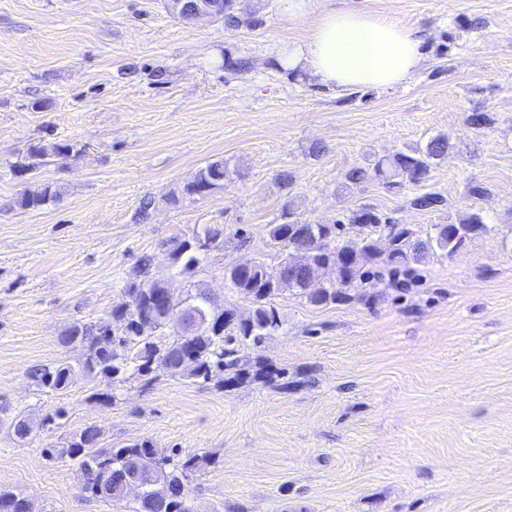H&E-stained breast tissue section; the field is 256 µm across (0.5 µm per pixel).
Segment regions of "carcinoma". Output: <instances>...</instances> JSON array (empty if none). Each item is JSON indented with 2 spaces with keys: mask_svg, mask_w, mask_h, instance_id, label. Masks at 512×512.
Instances as JSON below:
<instances>
[{
  "mask_svg": "<svg viewBox=\"0 0 512 512\" xmlns=\"http://www.w3.org/2000/svg\"><path fill=\"white\" fill-rule=\"evenodd\" d=\"M224 29L238 31L262 24L251 11H242L237 0H224V15L220 17ZM70 150L67 144L39 147L32 151L30 166L37 168L40 159L53 153L61 155ZM448 153V140L437 135L422 147L397 151L378 158L370 168H353L346 179L358 184L367 179L376 180L388 189L401 186V180L418 185L426 180L434 161ZM233 174L226 161L216 159L201 167L194 180L169 202L179 204L184 198L204 197L224 187ZM60 197V191L50 185L24 192L17 200L22 209H39ZM282 222L268 227L271 242L282 251L279 266L293 267L299 276L311 274L320 265L335 267L336 281L322 288H307L296 282L284 285L272 276V271L254 263L249 271L231 266L225 277L231 286L246 297L252 310L237 318L224 311L215 300L197 294L194 316L189 318L188 334H179L172 342L160 346L154 340L161 330L158 313L161 302L175 307L181 304L175 289L148 280L149 264L141 261L132 270L124 288L128 302L112 310V323L120 324V335H108L112 323L72 324L61 340L79 336L84 350L80 372L86 378L104 376L112 380L131 373L144 385H151L162 373L185 374L194 380L208 381L216 374L227 375L229 381H239L246 372L240 368V346L262 342L265 336L282 327V320L274 300L285 291L304 298L312 306H326L347 298V290L358 288L369 279L382 284L400 281L413 275L419 265L433 253L452 254L461 250L472 238L488 234L492 227L481 215L473 213L457 224H436L429 230L390 225L393 246L381 257L374 235L381 228L382 218L368 210L353 212L350 221L360 227L354 237H341L336 224H305L298 220L289 205H284ZM224 241V229L206 225L200 231L171 241V255L188 274L199 268L206 250ZM376 263L379 269L370 272L366 265ZM74 375L73 367L61 363L52 368H36L34 380L51 390L68 387ZM99 431L89 426L76 436L68 447L47 449L48 456L66 455L79 460L84 473V490L96 497L120 499L129 482L141 487L138 512H191L185 506L191 493V481L202 470L204 458L187 455L174 459L163 456L154 459L152 467L142 470L141 459L153 456L146 443H134L116 450L97 447ZM0 512H28L27 502L9 491L0 490Z\"/></svg>",
  "mask_w": 512,
  "mask_h": 512,
  "instance_id": "obj_1",
  "label": "carcinoma"
}]
</instances>
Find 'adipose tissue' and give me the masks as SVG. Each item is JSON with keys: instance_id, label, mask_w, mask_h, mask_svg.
<instances>
[{"instance_id": "obj_1", "label": "adipose tissue", "mask_w": 512, "mask_h": 512, "mask_svg": "<svg viewBox=\"0 0 512 512\" xmlns=\"http://www.w3.org/2000/svg\"><path fill=\"white\" fill-rule=\"evenodd\" d=\"M291 17L313 15L303 38L283 41L280 59L319 84L392 88L406 83L426 60V35L382 13L336 8L333 0H281Z\"/></svg>"}]
</instances>
